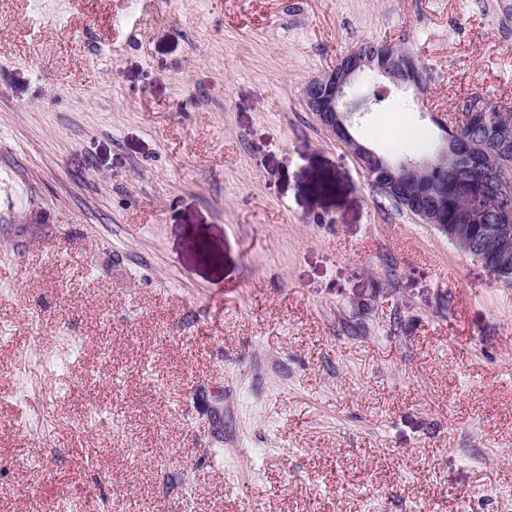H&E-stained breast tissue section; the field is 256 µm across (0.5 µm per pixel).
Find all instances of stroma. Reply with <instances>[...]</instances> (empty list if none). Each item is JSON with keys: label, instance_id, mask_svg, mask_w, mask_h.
<instances>
[{"label": "stroma", "instance_id": "stroma-1", "mask_svg": "<svg viewBox=\"0 0 512 512\" xmlns=\"http://www.w3.org/2000/svg\"><path fill=\"white\" fill-rule=\"evenodd\" d=\"M381 40L367 145L512 106V0H0V512H512V287L302 102Z\"/></svg>", "mask_w": 512, "mask_h": 512}]
</instances>
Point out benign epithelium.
<instances>
[{
	"mask_svg": "<svg viewBox=\"0 0 512 512\" xmlns=\"http://www.w3.org/2000/svg\"><path fill=\"white\" fill-rule=\"evenodd\" d=\"M389 81L397 88L411 89L417 95L425 92L426 72L423 63L409 50L391 41L373 42L362 49H352L336 60L329 71L311 77L302 87V101L318 124L333 138L343 143L356 159L368 180L384 195L406 209L422 224L444 230V213L440 201L448 186V159L461 168L473 163L469 143L455 136L448 117L430 114L432 121L444 132L438 155L434 158H411L392 162L381 157L351 132L352 111L347 106L354 80L365 71ZM477 125L499 126L494 106L487 99L470 113ZM497 235L512 240V211L497 214Z\"/></svg>",
	"mask_w": 512,
	"mask_h": 512,
	"instance_id": "obj_1",
	"label": "benign epithelium"
}]
</instances>
